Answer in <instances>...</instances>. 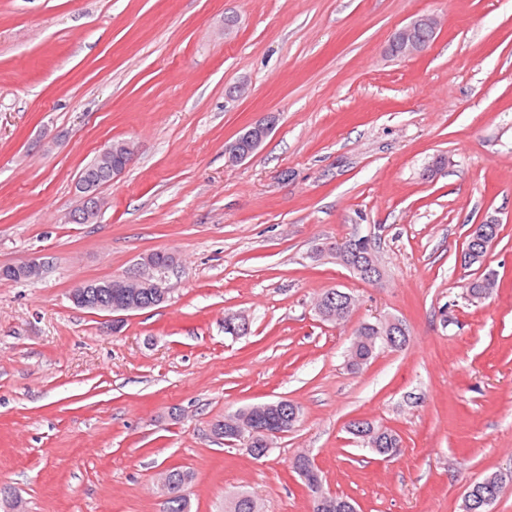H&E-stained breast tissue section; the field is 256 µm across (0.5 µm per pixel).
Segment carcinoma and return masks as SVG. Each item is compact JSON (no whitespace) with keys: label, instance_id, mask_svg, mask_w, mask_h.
Here are the masks:
<instances>
[{"label":"carcinoma","instance_id":"obj_1","mask_svg":"<svg viewBox=\"0 0 512 512\" xmlns=\"http://www.w3.org/2000/svg\"><path fill=\"white\" fill-rule=\"evenodd\" d=\"M500 225L479 224L474 232L468 234L465 248L478 247L477 240L486 236L498 238ZM496 274L489 272L483 277L469 283L467 294L473 299H486L496 288ZM130 302L151 308L164 303V300L145 288L130 296ZM356 299L353 295H343L337 288H329L321 292L315 302V310L319 317L328 322H345L355 310ZM408 341V333L399 331L397 327L388 328L381 322H365L354 332L347 353V365L352 370H359L367 365L382 347L393 350L403 349ZM301 413L300 407L287 400L278 399L258 402L224 415V419L215 422L219 430L217 437L228 442H238L244 446L245 453L259 460L273 450L267 444V437L260 427L276 425L292 427L293 417ZM365 435L360 441L371 451L378 448H398L400 436L394 430L372 422H363ZM293 469L301 478L310 503V512H350L348 504L351 499L341 495L324 497L317 488L315 467L305 454L294 458ZM194 479L193 472L182 468H171L163 472L162 487L163 512H190L189 500L185 490ZM512 481V471L495 473L483 479L479 491L482 493L500 494L503 485ZM224 512H262L258 501L246 491H241L224 502Z\"/></svg>","mask_w":512,"mask_h":512}]
</instances>
